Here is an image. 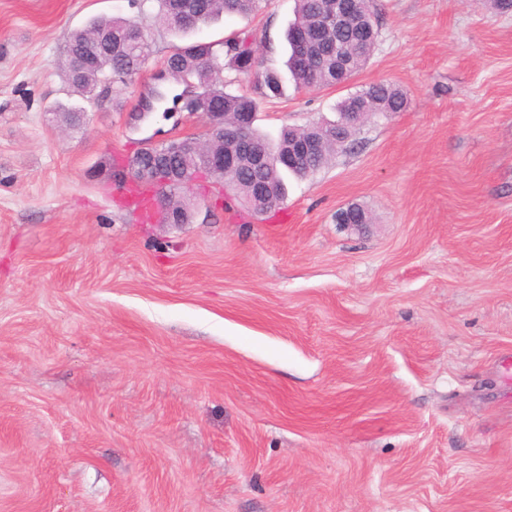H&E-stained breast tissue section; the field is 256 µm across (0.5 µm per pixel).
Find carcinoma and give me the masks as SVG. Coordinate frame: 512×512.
I'll return each mask as SVG.
<instances>
[{
	"label": "carcinoma",
	"mask_w": 512,
	"mask_h": 512,
	"mask_svg": "<svg viewBox=\"0 0 512 512\" xmlns=\"http://www.w3.org/2000/svg\"><path fill=\"white\" fill-rule=\"evenodd\" d=\"M158 2L159 21L173 33H189L200 29L211 20L221 16L245 15L257 8L259 0H131L140 18L114 16L105 20H94L87 26L73 31L64 51V69L68 84L77 90L82 101L96 98L98 89L109 85L124 89L134 80L150 57L149 36L142 23L151 14L152 2ZM334 8L331 0H295V19L289 26L286 39H291L295 26L306 28L314 52L301 57L290 53L286 67L295 85L299 88L329 87L350 80L366 63L375 43L377 28L373 12L362 0L353 4L356 23L341 32H325L328 12ZM102 33L112 34V54L101 51L98 37ZM166 80L179 84L193 83L197 88V100L184 104L188 112L224 113L228 122H233L239 112H258L259 102L245 94L226 91L224 69L229 68L238 75L257 74L260 77V95L280 96L284 90V76L275 68H262V59L253 44L245 38L222 41L199 40L185 46H176L163 61ZM361 101L364 111L402 112L407 106L404 93L391 84H370L348 95L337 103V112L353 111L354 101ZM313 127L280 130L276 144L259 132L256 127L248 129L253 145L270 151L282 146L288 132L307 135ZM357 127L340 128L337 135L328 141L326 154L343 146L355 134ZM177 163V172L171 182L162 184L164 196H176L182 188L181 177L185 170L195 168L208 161L197 154L185 158L172 157ZM326 158H308L297 167L287 170L274 165L262 170L243 161L238 167L233 186L236 197L250 203L257 186L264 183L274 190L272 206L283 202L286 196L285 177L289 174L304 178L326 166Z\"/></svg>",
	"instance_id": "obj_1"
}]
</instances>
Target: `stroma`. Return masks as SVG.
Returning a JSON list of instances; mask_svg holds the SVG:
<instances>
[{"instance_id":"stroma-1","label":"stroma","mask_w":512,"mask_h":512,"mask_svg":"<svg viewBox=\"0 0 512 512\" xmlns=\"http://www.w3.org/2000/svg\"><path fill=\"white\" fill-rule=\"evenodd\" d=\"M294 0L238 36L282 66ZM348 82L287 87L257 125L337 120L387 82L405 111L287 181L256 214L231 188L144 224L112 167L201 135L180 107L133 120L179 37L68 127L72 31L129 0H0V512H512V13L373 0ZM357 205L368 224L336 221Z\"/></svg>"}]
</instances>
